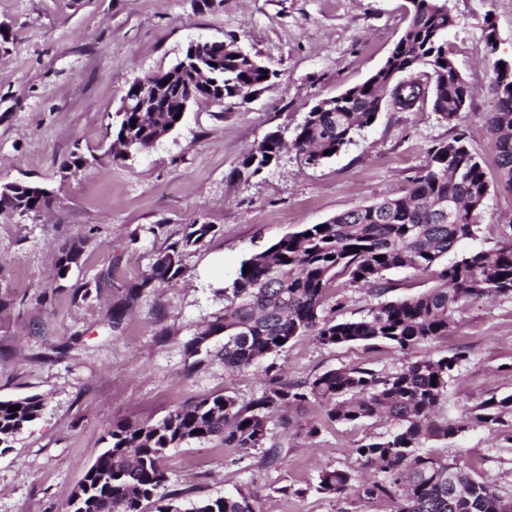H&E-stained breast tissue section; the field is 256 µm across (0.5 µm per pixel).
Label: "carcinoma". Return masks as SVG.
<instances>
[{"label": "carcinoma", "mask_w": 512, "mask_h": 512, "mask_svg": "<svg viewBox=\"0 0 512 512\" xmlns=\"http://www.w3.org/2000/svg\"><path fill=\"white\" fill-rule=\"evenodd\" d=\"M455 18L447 0H409L408 22L384 64L364 82L323 102L325 109L307 113L292 147L308 165L338 152L353 136L371 126L390 93L400 110L412 109L425 95L413 74L431 70L433 110L458 126L470 99V90L448 59L445 42ZM212 94L233 99L243 89L264 88L270 70L232 56L213 44ZM494 63L491 93L494 109L486 124L495 153L500 183L512 191V87L500 81L503 69ZM187 88L171 84L165 91L166 111L149 115V126L174 129L180 123L177 103ZM133 116L117 115L114 136L130 135L136 151L151 132L131 127ZM281 137L271 133L243 158L235 170L247 181L277 161ZM489 190L480 158L466 135L457 133L428 150L421 175L402 196L384 198L312 224L279 240L267 250L243 261L250 266L223 290L224 313L207 323L187 345L196 355L212 337L224 335L215 357L226 372H242L261 358L277 353L296 336L312 335L324 346L362 343L372 349L386 343L400 351V370L384 373L364 364L328 370L311 380L275 381L246 404L230 394L204 397L176 407L156 423L116 422L107 430L106 447L78 484L67 512H182L177 498L160 493L167 482V452L191 441L218 440L226 448L247 451L263 448L264 462L282 461L268 446L272 426L284 425L289 408L318 404L325 421L359 424L385 415L395 428L364 439L354 452L373 468L370 478L358 482L345 470H325L318 491L337 498L385 500L391 512H512V497L454 460L426 450L430 441H446L471 427L512 428V395L481 400L457 420L440 421L436 407L445 395L448 379L467 361L458 349L438 358H415L412 349L448 335L454 315L466 303L512 296V237L494 253L471 252L438 273V283L412 297L386 300L392 288L385 272L398 268L425 273L458 242L478 230L482 203ZM54 198L32 183L16 185L0 194V211L20 215L48 209ZM460 204L453 219L439 213L438 203ZM183 238L158 253L149 279L172 281L181 274L182 250L199 243L211 224H190ZM82 248L73 242L62 251L59 271L78 264ZM382 260H377V257ZM338 277L351 287L369 286L377 298L367 315L338 320L325 309L327 291ZM20 406L17 411L11 406ZM37 395L0 400V453L11 448L42 412ZM188 512H256L252 496L241 491L201 500Z\"/></svg>", "instance_id": "cac0c4a2"}]
</instances>
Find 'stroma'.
<instances>
[{"mask_svg":"<svg viewBox=\"0 0 512 512\" xmlns=\"http://www.w3.org/2000/svg\"><path fill=\"white\" fill-rule=\"evenodd\" d=\"M408 0H0V184L38 182L57 199L40 215L0 214V400L40 395L44 410L0 454V512H66L69 498L118 420L154 423L176 406L228 393L259 395L269 377L303 381L366 362L393 372L401 356L383 345L328 347L314 337L240 373L212 357L193 362L187 343L224 311L221 289L244 260L311 224L403 194L429 148L466 133L489 193L475 238L443 257L491 252L512 236V191L498 179L486 129L493 64H512V0H448L456 24L447 52L472 90L460 126L429 98L412 111L384 105L377 120L317 166L295 150L242 181L243 155L267 133L293 141L310 108L362 82L385 60L407 23ZM497 34L488 49V30ZM236 42L272 70L254 98L191 106L181 125L127 160L110 154L115 114L130 81L165 70L194 41ZM85 163L64 165L72 155ZM212 225L182 252L178 280H149L158 252L191 223ZM81 241L79 266L58 273L65 247ZM144 290L133 306L128 291ZM469 352L448 381L441 416L454 420L482 399L512 395V298L468 303L447 337L415 357ZM276 429L281 464L258 450L192 441L165 459L166 493L183 506L242 491L257 512H390L380 501L318 492L322 471L363 475L354 452L393 421L324 425L320 406L289 411ZM321 423L308 436L306 422ZM431 451L451 456L512 496V441L476 427ZM291 494H281V487Z\"/></svg>","mask_w":512,"mask_h":512,"instance_id":"obj_1","label":"stroma"}]
</instances>
